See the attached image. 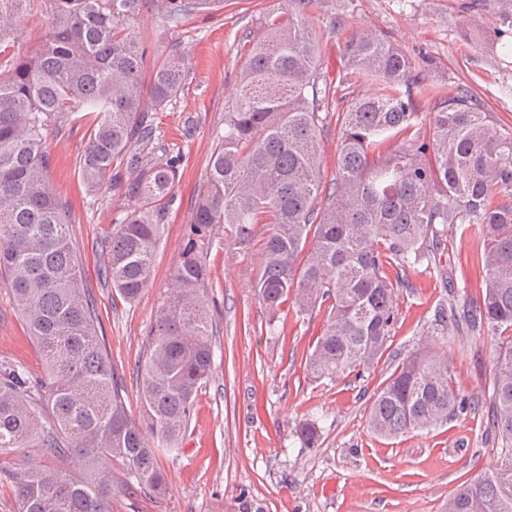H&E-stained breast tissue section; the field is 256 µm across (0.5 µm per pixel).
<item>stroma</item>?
I'll return each mask as SVG.
<instances>
[{"label": "stroma", "mask_w": 512, "mask_h": 512, "mask_svg": "<svg viewBox=\"0 0 512 512\" xmlns=\"http://www.w3.org/2000/svg\"><path fill=\"white\" fill-rule=\"evenodd\" d=\"M279 0H224L222 10L189 18L171 36L160 16L141 14L135 32L155 59L174 41L188 55L181 93L155 116V144L181 160L153 282L134 303L105 285L100 241L127 205L118 190L89 194L79 160L90 123L72 117L49 136L50 180L68 201L84 286L98 313V336L123 374L126 405L139 413L136 366L142 344L171 282L182 232L206 179L224 108L233 98L246 57V35L256 33L260 8ZM330 81L339 78L343 43L353 34L388 38L410 55L430 59L422 76L432 106L438 94L468 87L504 125H512V0H314L307 12ZM439 267H418L398 289L388 349L361 375L314 376L307 358L324 314L301 315L285 305L270 318L253 281L255 250L238 248L230 232L217 235L207 257L209 309L218 324L213 375L199 389L180 449L161 455L168 482L158 498L122 489L124 471L113 466L112 512H446L448 497L464 481L502 461L489 419L496 338L487 331L448 335L437 311L446 303L445 280L477 300L482 279L476 245L458 229L445 232ZM422 350L447 357L454 388L468 409L441 427L391 440L374 435L367 409L399 362ZM43 375L41 354L0 284V362ZM320 428L317 447L302 444L298 426Z\"/></svg>", "instance_id": "stroma-1"}]
</instances>
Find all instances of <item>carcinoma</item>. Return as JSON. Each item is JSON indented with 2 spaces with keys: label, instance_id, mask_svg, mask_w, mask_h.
I'll list each match as a JSON object with an SVG mask.
<instances>
[{
  "label": "carcinoma",
  "instance_id": "carcinoma-1",
  "mask_svg": "<svg viewBox=\"0 0 512 512\" xmlns=\"http://www.w3.org/2000/svg\"><path fill=\"white\" fill-rule=\"evenodd\" d=\"M224 0H0V280L44 361L34 384L0 363V456L52 448L78 468L30 459L4 473L16 512H112V463L156 496L168 486L159 458L177 450L196 393L212 373L217 324L206 257L226 225L256 249L255 293L274 314L325 309L308 357L319 377L363 372L384 354L396 288L408 270L437 264L443 230L473 231L482 297L440 310L448 333L464 321L498 337L493 426L504 464L459 486L446 512H512V127L482 110L468 88L437 99L418 120L421 64L383 37L352 35L330 97L319 39L305 23L314 0H284L259 18L235 99L224 109L206 182L139 361L140 414L96 332L92 300L70 234L69 205L50 181L48 134L75 112L94 116L80 157L88 189H123L130 203L104 244L102 278L126 302L150 287L180 159L154 155L155 115L183 90L187 54L173 46L145 70L130 21L153 6L168 29ZM35 9L47 15L37 52L11 51ZM369 83L373 93L350 88ZM336 178L321 175L322 112L334 103ZM399 270L391 279L387 269ZM466 408L448 359L420 351L383 381L367 413L378 436L441 426ZM298 434L318 444L313 423Z\"/></svg>",
  "mask_w": 512,
  "mask_h": 512
}]
</instances>
